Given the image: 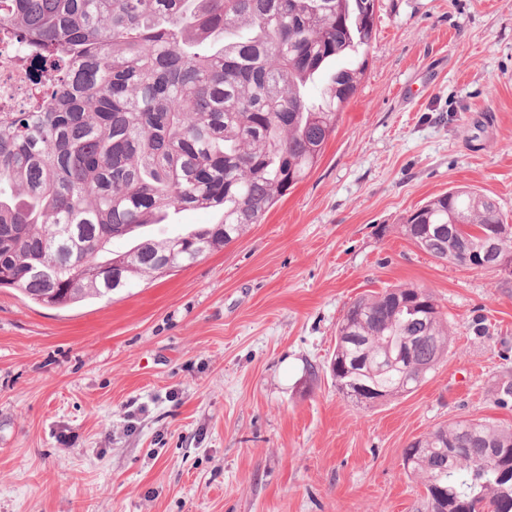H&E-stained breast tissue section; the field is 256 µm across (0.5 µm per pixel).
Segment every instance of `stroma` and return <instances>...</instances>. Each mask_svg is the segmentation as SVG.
<instances>
[{"label":"stroma","mask_w":512,"mask_h":512,"mask_svg":"<svg viewBox=\"0 0 512 512\" xmlns=\"http://www.w3.org/2000/svg\"><path fill=\"white\" fill-rule=\"evenodd\" d=\"M357 92L310 175L228 246L65 310L0 288V512H419L402 452L512 426V274L402 235L458 186L512 224V0H378ZM420 286L448 354L365 411L336 389L357 297Z\"/></svg>","instance_id":"1"}]
</instances>
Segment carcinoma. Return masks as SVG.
I'll return each mask as SVG.
<instances>
[{"mask_svg": "<svg viewBox=\"0 0 512 512\" xmlns=\"http://www.w3.org/2000/svg\"><path fill=\"white\" fill-rule=\"evenodd\" d=\"M377 0H0V47L29 71L27 106L0 112V288L65 309L193 264L243 235L316 166L364 64ZM202 209L213 224L112 242ZM495 224L469 187L414 210L402 234L467 265ZM424 288L365 294L336 328V388L372 409L414 392L448 353ZM424 512H512V427L460 420L410 442Z\"/></svg>", "mask_w": 512, "mask_h": 512, "instance_id": "1", "label": "carcinoma"}]
</instances>
